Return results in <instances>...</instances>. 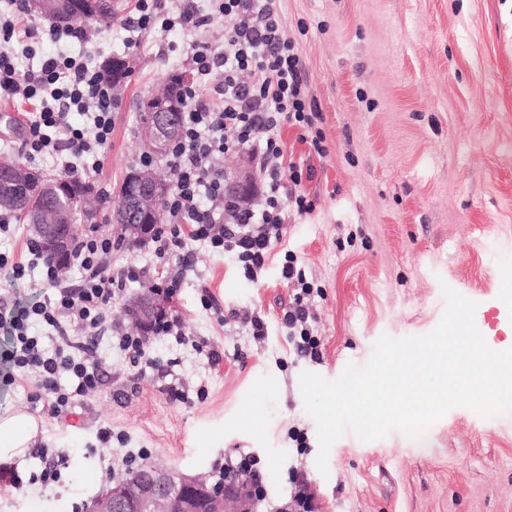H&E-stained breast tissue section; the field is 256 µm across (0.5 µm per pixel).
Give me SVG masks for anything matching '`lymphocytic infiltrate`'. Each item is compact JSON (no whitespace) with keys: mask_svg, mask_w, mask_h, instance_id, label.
Returning <instances> with one entry per match:
<instances>
[{"mask_svg":"<svg viewBox=\"0 0 512 512\" xmlns=\"http://www.w3.org/2000/svg\"><path fill=\"white\" fill-rule=\"evenodd\" d=\"M281 0H210L202 12L196 0H181L173 14H163L160 0H135L122 29L128 45L144 30L180 28L198 31L214 19L233 17L224 44L192 42L187 60L193 78L182 91L179 140L167 164L173 186L164 201L168 222L152 230L142 246L167 280L166 297L176 294L179 271L195 260L192 243L233 254L245 277L257 280L287 224L312 213L315 201L305 191L316 170L313 157L328 147L320 126L322 114L310 97L306 60L280 24ZM84 37L82 26L40 28L29 21L23 0H0V102L35 101L38 111L26 113L21 127L28 158L42 153L61 156L64 171L84 178L97 174L112 141L116 89L111 78L84 56H45L38 71L21 72L18 53H31L40 41L57 43ZM66 137H57L60 127ZM296 129L307 152L289 157L282 127ZM249 150L256 162L260 201L248 207L225 193V153ZM111 235L83 233L73 259L81 269L76 282L63 281L56 265L36 244H28V263L0 255V269L13 279L27 267L40 268L48 293L34 302L13 300L0 306V328L9 345L0 351V384L35 385L31 403L58 418L99 391L103 374L96 358L100 331L113 303L128 283L144 278L146 269L113 267ZM282 276L293 290L282 325L293 337L296 353L315 357L320 340L310 328L309 298L314 288L294 259ZM52 326L56 344L46 348L32 333L33 323ZM178 315H162L148 335L131 336L121 328L112 335L131 366L146 356L148 336H181Z\"/></svg>","mask_w":512,"mask_h":512,"instance_id":"f902f5d3","label":"lymphocytic infiltrate"}]
</instances>
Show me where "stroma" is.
Listing matches in <instances>:
<instances>
[{
    "instance_id": "stroma-1",
    "label": "stroma",
    "mask_w": 512,
    "mask_h": 512,
    "mask_svg": "<svg viewBox=\"0 0 512 512\" xmlns=\"http://www.w3.org/2000/svg\"><path fill=\"white\" fill-rule=\"evenodd\" d=\"M289 39L307 63V83L323 115L329 152L315 160L306 189L314 211L289 224L257 281L223 254L197 246L172 306L184 341H150V361L130 367L109 338L97 355L102 388L60 419L30 450L64 451L70 466L54 488L9 486L0 463V512H85L113 477L115 460L145 448L149 465L217 480L227 460L248 455L267 488L257 512L288 499L289 471L305 476L319 512H512V413L484 418L465 407L433 424L424 445L398 431L360 441L346 433L329 453L328 474L316 467V425L304 409L300 375L338 378L347 364L364 365L381 335H423L439 323L449 285L476 301L475 324L489 347L506 338L496 312L512 307V0H284ZM229 19L189 35L157 29L128 46L110 28H86L82 41L36 44L23 65L37 70L46 53L120 55L131 74L120 89L112 143L95 186L109 194L96 220L115 232L120 187L138 169L145 148L139 103L186 70L192 39L220 45ZM293 255L320 286L310 303L319 359L290 353L280 323L291 291L282 277ZM220 309H204L202 289ZM262 316L255 343L229 312ZM219 365H210L209 352ZM182 385L207 397L173 402ZM111 426L103 447L99 427ZM304 433L296 446L289 433Z\"/></svg>"
}]
</instances>
